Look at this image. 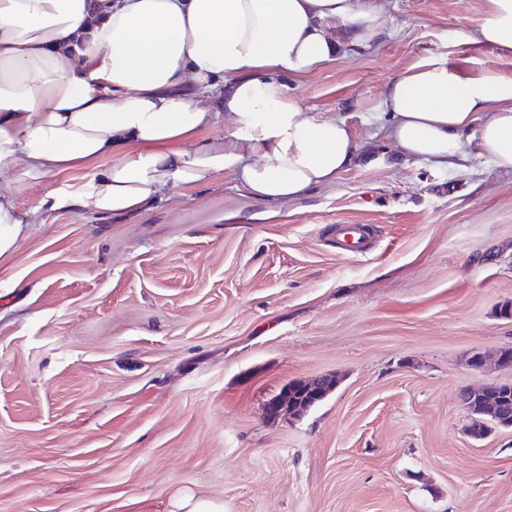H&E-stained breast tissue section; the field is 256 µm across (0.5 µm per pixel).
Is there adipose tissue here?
Returning a JSON list of instances; mask_svg holds the SVG:
<instances>
[{
    "label": "adipose tissue",
    "instance_id": "ef3b65f1",
    "mask_svg": "<svg viewBox=\"0 0 512 512\" xmlns=\"http://www.w3.org/2000/svg\"><path fill=\"white\" fill-rule=\"evenodd\" d=\"M0 0V171L41 175L118 156L85 187H54L49 209L131 213L229 173L256 200L289 202L336 180L359 144L346 122L305 112L283 77L323 68L341 45L328 22L370 44L386 27L371 0ZM459 30L465 41L512 51V0ZM111 84L113 97L99 90ZM196 88V99L182 86ZM388 137L406 157L437 165L480 155L512 171V81L467 75L440 60L389 86ZM224 117L229 143L169 150ZM140 152H132V145ZM13 190L0 184V257L28 236Z\"/></svg>",
    "mask_w": 512,
    "mask_h": 512
}]
</instances>
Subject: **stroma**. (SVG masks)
Segmentation results:
<instances>
[{"instance_id":"1","label":"stroma","mask_w":512,"mask_h":512,"mask_svg":"<svg viewBox=\"0 0 512 512\" xmlns=\"http://www.w3.org/2000/svg\"><path fill=\"white\" fill-rule=\"evenodd\" d=\"M369 46L286 76L364 159L281 205L217 173L123 215L52 211L110 159L0 173L31 235L0 260V512H512V428L465 433L472 352L512 347V172L469 145L406 160L384 97L442 58L512 80V53L457 33L488 0H378ZM339 224L367 225L363 255ZM339 376L298 418L289 385ZM170 512H223L222 502L196 500L191 492H177L171 501Z\"/></svg>"}]
</instances>
